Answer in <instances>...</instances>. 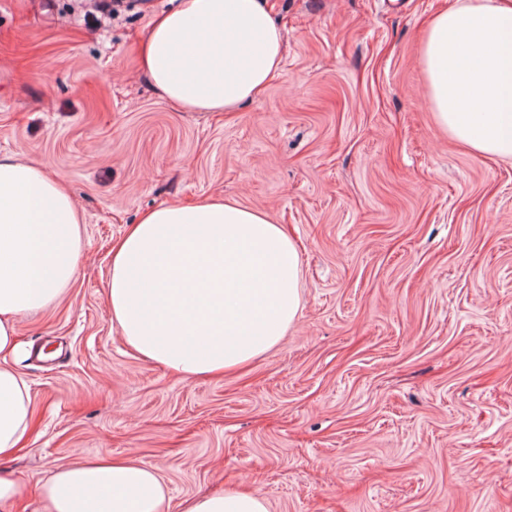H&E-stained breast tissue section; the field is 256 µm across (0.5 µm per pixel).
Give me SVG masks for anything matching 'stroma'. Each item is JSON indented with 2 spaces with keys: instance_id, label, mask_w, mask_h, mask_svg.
Returning a JSON list of instances; mask_svg holds the SVG:
<instances>
[{
  "instance_id": "obj_1",
  "label": "stroma",
  "mask_w": 512,
  "mask_h": 512,
  "mask_svg": "<svg viewBox=\"0 0 512 512\" xmlns=\"http://www.w3.org/2000/svg\"><path fill=\"white\" fill-rule=\"evenodd\" d=\"M0 0V156L69 187L78 277L17 322L34 432L1 466L36 512L63 463L152 466L170 512L256 491L269 512H512V160L435 123L419 46L451 0H267L284 57L236 112L178 110L139 49L171 0ZM220 196L295 243L301 310L248 367L187 381L106 303L113 243Z\"/></svg>"
}]
</instances>
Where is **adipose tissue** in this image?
<instances>
[{"label":"adipose tissue","instance_id":"ef3b65f1","mask_svg":"<svg viewBox=\"0 0 512 512\" xmlns=\"http://www.w3.org/2000/svg\"><path fill=\"white\" fill-rule=\"evenodd\" d=\"M420 54L436 124L471 151L512 158V0H454ZM283 34L266 0H178L141 50L147 81L174 107L231 112L279 70ZM83 219L42 169L0 157V355L16 323L75 279ZM295 245L263 212L221 198L155 208L112 248L107 303L126 344L187 378L238 368L275 347L301 308ZM30 390L0 365V458L31 431ZM40 512H169L165 483L129 460L76 461L40 490ZM183 512H268L256 491L186 500Z\"/></svg>","mask_w":512,"mask_h":512}]
</instances>
